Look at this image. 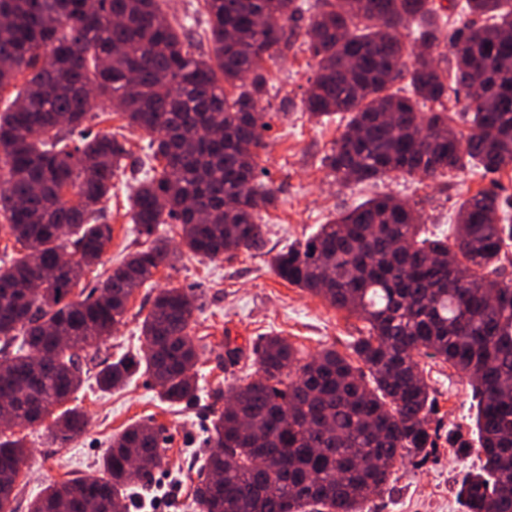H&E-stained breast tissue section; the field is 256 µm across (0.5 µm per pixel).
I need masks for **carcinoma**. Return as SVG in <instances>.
I'll use <instances>...</instances> for the list:
<instances>
[{
    "label": "carcinoma",
    "mask_w": 512,
    "mask_h": 512,
    "mask_svg": "<svg viewBox=\"0 0 512 512\" xmlns=\"http://www.w3.org/2000/svg\"><path fill=\"white\" fill-rule=\"evenodd\" d=\"M166 0H0V231L21 245L0 260V412L20 425L52 415L67 442L83 413L57 415L81 384L80 353L121 323L132 293L181 244L217 260L264 243L259 180L266 60L287 44L306 0H202L214 58L194 55ZM305 31L315 60L302 98L310 116L346 120L324 162L343 183L391 173L434 177L512 167V0H464L441 51L435 0H316ZM416 22L406 43L399 29ZM407 81L408 93L393 89ZM234 93H226L225 87ZM120 106L149 135L136 168L130 221L149 245L89 293L71 297L112 240L104 200L130 157L112 131H92L98 102ZM431 107L423 112L420 105ZM414 209L373 197L273 258L275 274L364 322L352 352L302 362L287 339L252 344L258 376L213 394L224 409L194 490L199 512H365L409 456L437 448L424 349L478 397L481 470L461 484L467 512H512V197L481 190L458 209L453 241L421 236ZM182 288L154 299L143 349L98 372L111 389L144 369L170 404L196 397L200 347ZM27 461L24 438L0 432V512ZM163 465L160 430L129 425L99 473L51 483L28 512H122L133 485Z\"/></svg>",
    "instance_id": "cac0c4a2"
}]
</instances>
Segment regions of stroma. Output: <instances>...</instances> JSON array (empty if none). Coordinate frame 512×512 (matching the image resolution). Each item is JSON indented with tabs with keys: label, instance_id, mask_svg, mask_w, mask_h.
Masks as SVG:
<instances>
[{
	"label": "stroma",
	"instance_id": "stroma-1",
	"mask_svg": "<svg viewBox=\"0 0 512 512\" xmlns=\"http://www.w3.org/2000/svg\"><path fill=\"white\" fill-rule=\"evenodd\" d=\"M306 21H299L288 46L276 62L268 63V127L258 163L267 171L266 183L277 201L262 211L265 246L240 250L233 256L210 261L192 256L180 246L179 227L167 225L175 251L171 266L159 269L154 284L130 298L122 324L105 337L93 358L82 361L87 373L82 386L64 406L85 414V432L67 443L55 441L50 421L17 428L28 449L27 465L16 486L18 512L46 484L91 474L112 445L113 437L140 422L164 426V464L155 472L151 493L163 495L165 512H198L193 489L198 482L204 440L210 419L211 393L254 374L249 356L253 342L278 335L296 347L301 356L325 348L349 354L350 344L363 331L356 316L336 310L323 298L279 278L271 269V256L303 239L341 211L379 194H391L418 212L428 231L449 232L456 210L469 196L497 186L512 194V169L483 179L471 171H452L424 178L394 173L378 181L345 186L322 163L343 130L339 119L319 123L303 112L301 99L315 62L305 44ZM129 189L117 177L112 189V241L100 264L82 279L84 287L96 285L105 271L137 249L142 238L127 215ZM178 287L193 293L199 305L189 334L202 347L194 368L199 398L192 404L172 405L161 400L146 374H137L127 385L102 390L93 371L97 362L136 353L142 346L140 325L159 289ZM242 350L231 359L228 347ZM426 367L431 394L437 401L441 423L438 448L424 463L405 461L392 475L388 489L372 497L366 512H465L456 494V483L477 471L480 460L471 446L477 440L476 403L465 378L440 359L419 355Z\"/></svg>",
	"mask_w": 512,
	"mask_h": 512
}]
</instances>
